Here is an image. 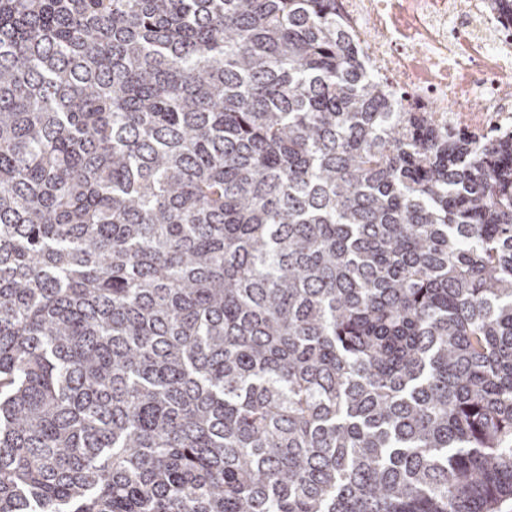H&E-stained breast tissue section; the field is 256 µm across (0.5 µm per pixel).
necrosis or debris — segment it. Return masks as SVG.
<instances>
[{"label":"necrosis or debris","instance_id":"4bbe7bcc","mask_svg":"<svg viewBox=\"0 0 512 512\" xmlns=\"http://www.w3.org/2000/svg\"><path fill=\"white\" fill-rule=\"evenodd\" d=\"M336 18L394 108L419 106L475 146L512 134V17L498 0H336Z\"/></svg>","mask_w":512,"mask_h":512}]
</instances>
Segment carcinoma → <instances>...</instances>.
<instances>
[{"instance_id":"carcinoma-1","label":"carcinoma","mask_w":512,"mask_h":512,"mask_svg":"<svg viewBox=\"0 0 512 512\" xmlns=\"http://www.w3.org/2000/svg\"><path fill=\"white\" fill-rule=\"evenodd\" d=\"M507 497L512 137L336 0H0V512Z\"/></svg>"}]
</instances>
